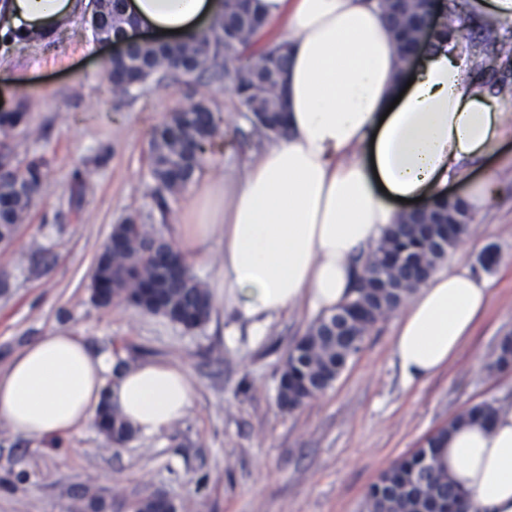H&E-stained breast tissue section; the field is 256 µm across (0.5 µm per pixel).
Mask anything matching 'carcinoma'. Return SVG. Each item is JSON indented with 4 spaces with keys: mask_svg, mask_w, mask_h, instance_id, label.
Wrapping results in <instances>:
<instances>
[{
    "mask_svg": "<svg viewBox=\"0 0 512 512\" xmlns=\"http://www.w3.org/2000/svg\"><path fill=\"white\" fill-rule=\"evenodd\" d=\"M260 0L242 4L224 0L222 13L209 28L177 44L137 43L125 57L108 58L103 73L131 98L170 81L186 84L197 94L207 83L225 80L236 88L241 107L248 112L250 128L239 131L243 141L257 136L278 140L285 135L281 112V73L288 69L286 43L255 52L253 45L269 21L259 6ZM387 21L394 25L400 55L408 42L406 26L411 15L424 17L422 5L392 4L379 0ZM120 8L111 0L93 40L108 39L119 33L112 26V11ZM512 62V46L489 29L480 42L477 70ZM26 124L20 109L0 112V136L9 138ZM220 135V128L206 99L190 100L169 113L152 133L148 144V174L155 183L157 213L131 215L112 227L109 243L100 253L91 284V299L101 307L113 299L142 312L161 316L187 331L203 327L211 318L212 300L205 282L184 258L174 252L156 224H168L174 204L202 170L205 150ZM43 164L38 160L22 168H0V243L11 242L19 224L42 192ZM455 226L448 242L432 239L434 229L407 216L390 228L366 255L363 276L352 289V297L336 312L318 315L288 350L277 388L279 403L295 410L331 387L350 358L355 356L371 327L351 321L349 312L365 310L374 321L383 319L401 306L435 271L448 249L465 237L473 220L465 204L448 202L434 208ZM512 367V336L498 342L491 370ZM495 406H473L449 422L412 454L400 458L383 471L368 492L370 512H425L431 499L457 500L460 489L445 476L440 466L442 443L454 424L464 420L488 419ZM97 428L112 445H122L135 437L117 408L102 403ZM169 499L162 493L142 498L140 512H169Z\"/></svg>",
    "mask_w": 512,
    "mask_h": 512,
    "instance_id": "carcinoma-1",
    "label": "carcinoma"
}]
</instances>
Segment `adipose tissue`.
<instances>
[{
    "label": "adipose tissue",
    "mask_w": 512,
    "mask_h": 512,
    "mask_svg": "<svg viewBox=\"0 0 512 512\" xmlns=\"http://www.w3.org/2000/svg\"><path fill=\"white\" fill-rule=\"evenodd\" d=\"M269 22H285L284 138L247 156L224 179L223 203L193 184L192 222L175 225L172 248L199 258L220 236L218 263L233 313L252 335L272 317L308 304L329 313L347 302L376 245L414 199L448 196L449 183L493 153L512 125L470 78L456 38L426 42L402 69L376 0H261ZM89 0H0V30L16 42L48 39L89 11ZM222 0H128L130 36L182 41L201 31ZM484 274L455 263L433 273L396 319L392 352L405 383L448 366L485 313ZM194 385L169 361L119 368L71 332H49L0 370V421L34 440L94 422L101 400L144 436L162 434L188 411ZM441 463L466 493L468 512H512V408L490 422L462 421Z\"/></svg>",
    "instance_id": "1"
}]
</instances>
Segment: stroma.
<instances>
[{"label":"stroma","mask_w":512,"mask_h":512,"mask_svg":"<svg viewBox=\"0 0 512 512\" xmlns=\"http://www.w3.org/2000/svg\"><path fill=\"white\" fill-rule=\"evenodd\" d=\"M112 54L93 42L81 19L51 41L0 51V107H22L29 130L10 139L9 160H41L46 172L14 242L0 246V367L52 330H68L92 348L175 362L196 387L191 408L168 431L135 435L110 447L95 425L34 441L0 422V512H83L97 498L106 512H128L156 491L178 512H366L370 486L393 462L469 407H512V371L486 369L498 341L512 335V139L470 172L495 193L475 210L468 235L446 262L482 266L491 304L456 359L433 377L402 380L392 355L394 317L380 322L324 393L294 411L276 398L289 347L314 319L307 305L274 317L261 339L229 307L187 332L124 303L95 306L96 259L114 224L153 206L146 155L153 130L187 103L177 82L130 100L102 71ZM24 99H16L17 89ZM223 131L205 155L197 180L209 185L234 170L249 150L248 128L230 87L207 86ZM82 188L80 206L70 202Z\"/></svg>","instance_id":"stroma-1"}]
</instances>
